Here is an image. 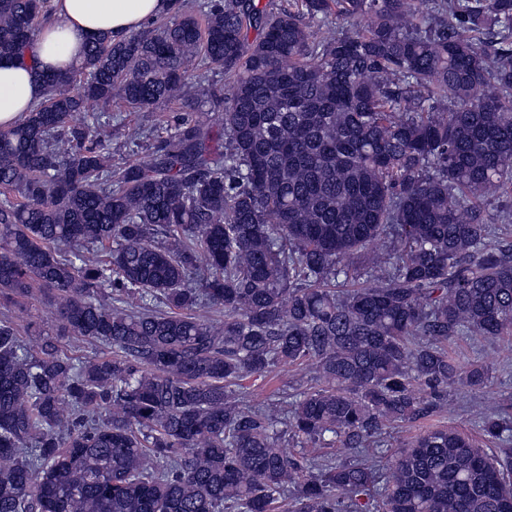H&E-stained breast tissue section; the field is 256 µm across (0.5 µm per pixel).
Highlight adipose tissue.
<instances>
[{"instance_id":"obj_1","label":"adipose tissue","mask_w":512,"mask_h":512,"mask_svg":"<svg viewBox=\"0 0 512 512\" xmlns=\"http://www.w3.org/2000/svg\"><path fill=\"white\" fill-rule=\"evenodd\" d=\"M54 17L37 34L30 54L0 57V128L14 125L40 102L38 75L80 59L86 46L108 34H129L167 15L171 0H53Z\"/></svg>"}]
</instances>
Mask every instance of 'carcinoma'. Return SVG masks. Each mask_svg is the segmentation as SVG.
Instances as JSON below:
<instances>
[{"label":"carcinoma","mask_w":512,"mask_h":512,"mask_svg":"<svg viewBox=\"0 0 512 512\" xmlns=\"http://www.w3.org/2000/svg\"><path fill=\"white\" fill-rule=\"evenodd\" d=\"M50 12L0 0V54ZM331 15L349 29L316 39ZM493 32L512 34V0H212L202 19L173 0L42 75L0 128V307L38 287L60 330L27 343L0 315V512H512L510 447L432 425L386 483L369 454L448 385L488 382L448 340L512 335V208L484 207L512 199V47ZM196 61L229 99L187 95ZM173 100L151 161L113 167L91 109ZM387 236L397 252L365 256ZM274 365L323 386L245 404ZM482 431L511 442L512 414Z\"/></svg>","instance_id":"1"}]
</instances>
